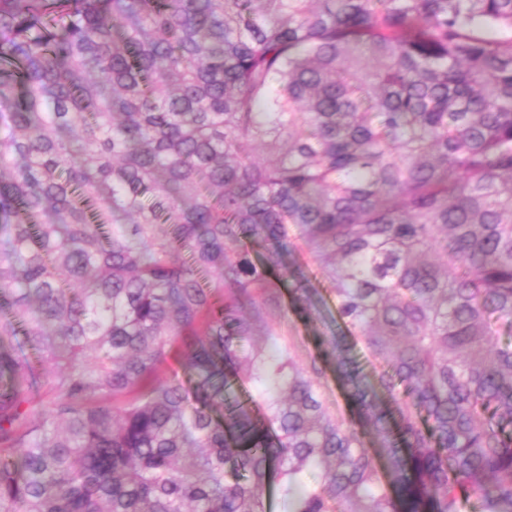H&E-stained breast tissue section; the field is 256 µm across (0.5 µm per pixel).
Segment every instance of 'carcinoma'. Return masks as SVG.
I'll return each mask as SVG.
<instances>
[{
	"label": "carcinoma",
	"instance_id": "carcinoma-1",
	"mask_svg": "<svg viewBox=\"0 0 512 512\" xmlns=\"http://www.w3.org/2000/svg\"><path fill=\"white\" fill-rule=\"evenodd\" d=\"M504 324L512 0H0V512H512ZM321 294L323 300L318 303L320 310L319 318L307 324H297L296 336L306 339V336H313L314 334L326 336L336 334L338 330V324H336V301L325 292H321Z\"/></svg>",
	"mask_w": 512,
	"mask_h": 512
}]
</instances>
